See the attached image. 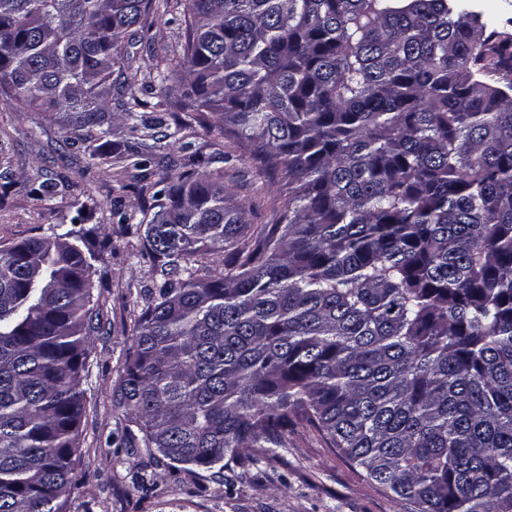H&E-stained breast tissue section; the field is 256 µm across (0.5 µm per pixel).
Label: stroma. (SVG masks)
<instances>
[{"instance_id": "obj_1", "label": "stroma", "mask_w": 512, "mask_h": 512, "mask_svg": "<svg viewBox=\"0 0 512 512\" xmlns=\"http://www.w3.org/2000/svg\"><path fill=\"white\" fill-rule=\"evenodd\" d=\"M184 12L185 0H155L147 27L124 43L126 96L145 101V120L164 117L158 132L173 135L175 161L201 157V173L241 195H257L251 224L277 223L287 196L283 182L259 175L245 160L214 162L231 145L212 129L211 114L178 110L185 73L158 77L182 53ZM141 138L120 115L92 145H73L57 115L21 114L14 102L0 99V245L48 235L60 224L80 229L93 255L100 326L89 342L82 383L87 408L67 512H405L402 500L312 428L289 436L278 457L234 468L228 485L202 468L172 467L129 435L113 393L159 280L146 241L152 191L133 166ZM44 183L51 199L34 193ZM122 212L128 223H119Z\"/></svg>"}]
</instances>
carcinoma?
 <instances>
[{
	"mask_svg": "<svg viewBox=\"0 0 512 512\" xmlns=\"http://www.w3.org/2000/svg\"><path fill=\"white\" fill-rule=\"evenodd\" d=\"M153 0H0V97L105 132ZM178 109L288 197L161 169L116 406L177 467L256 466L299 426L410 512H512V20L468 0H186ZM74 229L0 246V512H66L91 268ZM224 247V272L193 257Z\"/></svg>",
	"mask_w": 512,
	"mask_h": 512,
	"instance_id": "obj_1",
	"label": "carcinoma"
}]
</instances>
